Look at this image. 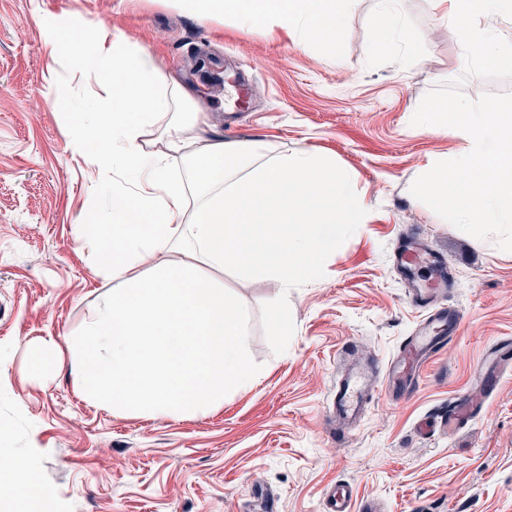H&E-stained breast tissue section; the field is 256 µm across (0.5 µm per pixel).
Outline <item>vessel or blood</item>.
Instances as JSON below:
<instances>
[{
  "mask_svg": "<svg viewBox=\"0 0 512 512\" xmlns=\"http://www.w3.org/2000/svg\"><path fill=\"white\" fill-rule=\"evenodd\" d=\"M396 261L409 285L413 301L417 306L426 309L427 317L419 331L406 337L397 355L386 364L383 392L389 398L413 391L418 386L425 364L455 338L463 320L459 309L440 300L437 282L422 285L415 278L416 267L426 263L432 264L438 272H445L446 262L438 253L408 240L399 245ZM511 365V357H503L498 349H490L484 377L490 383H498L505 368ZM375 397V392L368 389L367 374L362 368L355 366L348 369L337 381L332 410L348 426L358 421L365 403ZM324 509L325 512H378L374 501H354L350 489L343 485H334L328 489Z\"/></svg>",
  "mask_w": 512,
  "mask_h": 512,
  "instance_id": "1",
  "label": "vessel or blood"
}]
</instances>
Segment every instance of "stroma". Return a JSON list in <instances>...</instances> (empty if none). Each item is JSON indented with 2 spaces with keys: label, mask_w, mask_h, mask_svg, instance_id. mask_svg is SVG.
<instances>
[{
  "label": "stroma",
  "mask_w": 512,
  "mask_h": 512,
  "mask_svg": "<svg viewBox=\"0 0 512 512\" xmlns=\"http://www.w3.org/2000/svg\"><path fill=\"white\" fill-rule=\"evenodd\" d=\"M398 8L405 33L376 55L379 0H349L331 54L275 24L201 19L183 0H0V448L29 460L57 512H259L257 488L277 495L278 512H323L334 484L380 512H512V372L493 393L478 378L487 350L512 340V252L409 192L429 159L461 148L411 119L437 83L463 77L465 57L428 0ZM90 29L148 50L207 112L206 136L330 156L366 204L364 223L339 227L314 278L285 287L225 272L259 378L244 393L225 389L221 406L144 417L86 401L74 386L70 340L113 283L73 228L88 216L111 223L112 196L71 150L76 128L48 93L67 87L86 103L98 85L49 37ZM200 56L251 80L239 129H225L226 93L209 90ZM410 232L446 255L462 327L411 396L376 399L357 428L334 431L326 410L337 374L385 365L423 317L393 262ZM282 300L284 341L269 330ZM39 344L57 352L55 365L30 358ZM456 400L479 414L450 435L438 415Z\"/></svg>",
  "instance_id": "obj_1"
}]
</instances>
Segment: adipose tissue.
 <instances>
[{"label": "adipose tissue", "instance_id": "adipose-tissue-1", "mask_svg": "<svg viewBox=\"0 0 512 512\" xmlns=\"http://www.w3.org/2000/svg\"><path fill=\"white\" fill-rule=\"evenodd\" d=\"M347 2L188 0L205 18L301 26L305 42L326 51L343 37ZM429 2L451 21L474 66L512 70V39L495 25L512 0ZM53 41L106 91L90 113L75 112L73 152L93 172L124 180L112 189L111 223L75 227L117 284L72 339L79 394L116 412L182 416L223 403L225 389L249 390L255 373L243 356L245 318L217 275L314 277L336 246L337 227L365 220L352 176L307 149L217 140L178 179L171 156L207 122L187 90L161 77L147 50L107 32ZM154 133L161 147L146 151ZM48 496L25 457L0 452V512H40Z\"/></svg>", "mask_w": 512, "mask_h": 512}]
</instances>
